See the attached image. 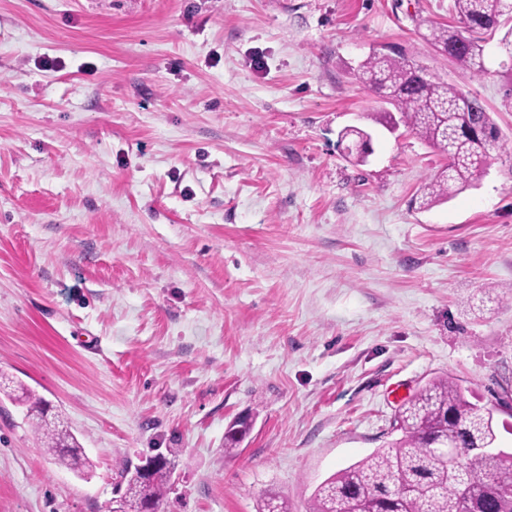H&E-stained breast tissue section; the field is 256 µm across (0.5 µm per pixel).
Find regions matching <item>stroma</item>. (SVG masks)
Listing matches in <instances>:
<instances>
[{
	"label": "stroma",
	"mask_w": 512,
	"mask_h": 512,
	"mask_svg": "<svg viewBox=\"0 0 512 512\" xmlns=\"http://www.w3.org/2000/svg\"><path fill=\"white\" fill-rule=\"evenodd\" d=\"M449 2L0 0V375L90 460L0 391V512H102L170 448L164 512H308L443 374L512 450V157L419 208L446 159L354 76L398 48L512 142V30L472 76L423 37ZM20 389L21 395H16L14 399L26 407V417L46 451L61 466L73 470L86 467L89 462L84 457L79 442L58 413L52 414V404L22 385Z\"/></svg>",
	"instance_id": "35a3bbf8"
}]
</instances>
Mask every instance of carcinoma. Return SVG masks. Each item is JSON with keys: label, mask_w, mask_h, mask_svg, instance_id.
Wrapping results in <instances>:
<instances>
[{"label": "carcinoma", "mask_w": 512, "mask_h": 512, "mask_svg": "<svg viewBox=\"0 0 512 512\" xmlns=\"http://www.w3.org/2000/svg\"><path fill=\"white\" fill-rule=\"evenodd\" d=\"M449 10L458 25L432 26L427 39L460 68L483 75V36L512 21V0H451ZM358 79L394 108L387 124H403L448 156V165L423 185L421 208L473 186L492 155L508 151L479 98L400 56L372 53L360 65ZM15 400L26 407L35 434L58 464L73 470L87 466L79 442L48 400L25 387ZM246 431L243 421H234L224 436V452L237 450ZM393 431L399 437L387 446L323 481L309 512H465L470 498L479 512H512V451L499 447L493 411L470 401L452 378L439 375L426 382L396 413ZM455 435L464 448L457 461L439 448ZM176 458L169 449L146 480L125 471L124 489L104 512H139L148 503L162 512ZM257 512H288V507L267 492Z\"/></svg>", "instance_id": "cac0c4a2"}]
</instances>
